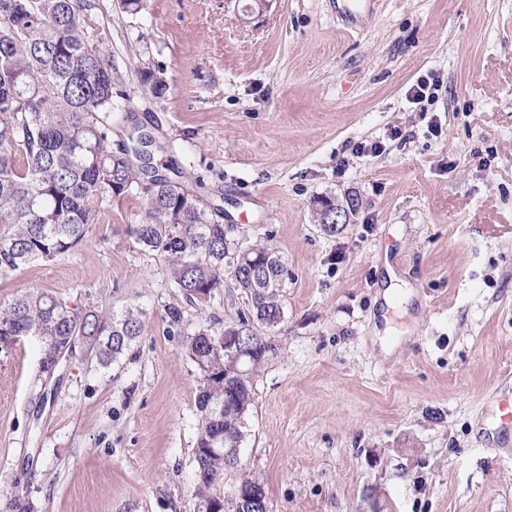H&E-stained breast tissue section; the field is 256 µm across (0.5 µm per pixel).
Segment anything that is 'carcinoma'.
I'll return each mask as SVG.
<instances>
[{"instance_id": "1", "label": "carcinoma", "mask_w": 512, "mask_h": 512, "mask_svg": "<svg viewBox=\"0 0 512 512\" xmlns=\"http://www.w3.org/2000/svg\"><path fill=\"white\" fill-rule=\"evenodd\" d=\"M95 9L94 0H0V278L73 253L90 225L110 223L112 207L138 195L143 205L126 232L142 250L168 259L170 278L186 299L208 302L229 274L256 321L276 326L283 319L278 296L287 272L278 251L256 244L251 257L261 268L235 267L224 250V225L168 175L167 165L154 162L148 131L133 128L125 153L113 147V122L128 118L130 96L117 89L121 75L95 35ZM139 74L155 98L164 97V79L150 69ZM238 328L255 347L241 374L227 370L224 343L210 333L190 334L184 344L201 373L197 512H235L217 490L227 470L224 449L240 447L254 404L251 371L268 353L248 319ZM142 331L136 306L104 315L94 303L72 305L51 288H29L0 302V346L36 339L43 372L78 339L107 367ZM3 512L34 507L16 493Z\"/></svg>"}]
</instances>
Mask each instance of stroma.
I'll use <instances>...</instances> for the list:
<instances>
[{
  "instance_id": "35a3bbf8",
  "label": "stroma",
  "mask_w": 512,
  "mask_h": 512,
  "mask_svg": "<svg viewBox=\"0 0 512 512\" xmlns=\"http://www.w3.org/2000/svg\"><path fill=\"white\" fill-rule=\"evenodd\" d=\"M103 0L94 28L131 112L231 239L268 243L288 270L275 347L252 377L240 457L269 512H512V0ZM169 85L157 99L140 69ZM442 82L427 111L406 94ZM439 118L440 136L428 125ZM385 153H356L386 138ZM357 196L339 234L318 200ZM142 201L90 225L78 249L0 279L144 329L110 366L75 344L51 378L34 339L0 348V493L34 512H196L200 372L185 335L251 313L232 278L203 305L165 257L126 233ZM413 292L392 355L373 340L389 275ZM183 312L171 325L168 308Z\"/></svg>"
}]
</instances>
